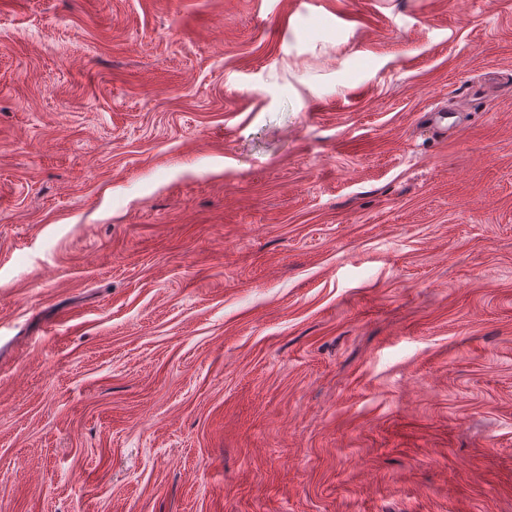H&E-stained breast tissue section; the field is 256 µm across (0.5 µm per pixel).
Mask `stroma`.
<instances>
[{
  "label": "stroma",
  "instance_id": "1",
  "mask_svg": "<svg viewBox=\"0 0 512 512\" xmlns=\"http://www.w3.org/2000/svg\"><path fill=\"white\" fill-rule=\"evenodd\" d=\"M0 512H512V0H0Z\"/></svg>",
  "mask_w": 512,
  "mask_h": 512
}]
</instances>
